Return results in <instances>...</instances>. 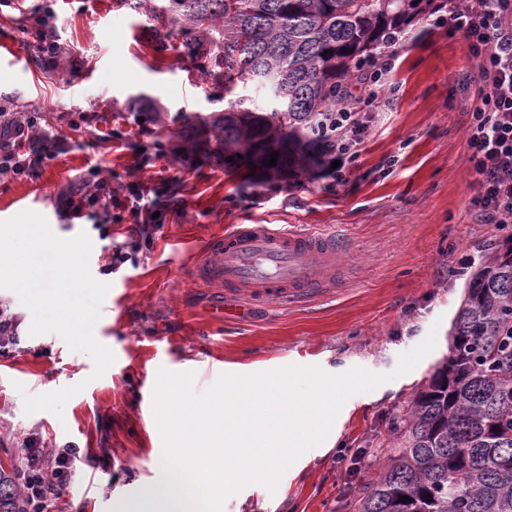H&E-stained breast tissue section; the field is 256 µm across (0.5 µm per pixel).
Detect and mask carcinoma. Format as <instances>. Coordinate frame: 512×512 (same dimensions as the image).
Segmentation results:
<instances>
[{"instance_id":"cac0c4a2","label":"carcinoma","mask_w":512,"mask_h":512,"mask_svg":"<svg viewBox=\"0 0 512 512\" xmlns=\"http://www.w3.org/2000/svg\"><path fill=\"white\" fill-rule=\"evenodd\" d=\"M231 94L268 90L267 109L210 119L229 167L299 176L321 165L346 81L409 30L435 0H121ZM279 153L276 165L265 166ZM448 354L395 428V449L360 490L355 512H512V234L471 267ZM407 496L402 502L399 497ZM14 470L0 466V512H20Z\"/></svg>"}]
</instances>
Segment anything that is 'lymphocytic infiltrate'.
<instances>
[{"label": "lymphocytic infiltrate", "instance_id": "f902f5d3", "mask_svg": "<svg viewBox=\"0 0 512 512\" xmlns=\"http://www.w3.org/2000/svg\"><path fill=\"white\" fill-rule=\"evenodd\" d=\"M448 20L464 32L482 83V104L473 114L467 136V161L477 188L473 203L487 223L512 224V0H452ZM389 68L390 61L384 57L376 69L362 72L363 96L356 101L345 99L337 107L332 129L337 160L356 156L365 131L364 109L389 101L385 90ZM33 124L30 116L7 121L9 135L0 137L1 178L37 174L62 146L58 135L51 145L34 143L28 135ZM58 202L73 218H82L89 210L106 224L111 223L116 206L127 211L135 225L152 223L158 209L141 183L115 187L93 171L81 182L62 187ZM69 473V453L49 462L40 441L26 439L18 470L28 495L24 512H48L63 495Z\"/></svg>", "mask_w": 512, "mask_h": 512}]
</instances>
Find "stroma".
<instances>
[{
  "instance_id": "obj_1",
  "label": "stroma",
  "mask_w": 512,
  "mask_h": 512,
  "mask_svg": "<svg viewBox=\"0 0 512 512\" xmlns=\"http://www.w3.org/2000/svg\"><path fill=\"white\" fill-rule=\"evenodd\" d=\"M39 0H0V110L40 112L39 132L61 133L65 149L38 175L0 182V220L32 210L68 239L92 241L90 270L108 283L94 335L114 363L92 378V360L57 334L30 335L32 313L0 289L17 338L0 351V463L16 466L23 441L49 455L74 450L68 488L51 512H125L145 506L162 484L163 443L152 407L159 368L191 370L202 392L223 373L254 374L289 365L327 373L359 366L392 372L401 353L436 330L437 344L410 373L349 398L334 426L338 446L305 452L276 490L249 485L222 512H352L356 489L393 448L401 420L448 351V331L473 263L512 224L482 223L471 208L467 132L480 105L477 61L462 31L417 17L394 47L387 76L395 93L373 114L343 184L321 175L271 180L231 170L180 148L190 119L230 109L234 95L181 58L178 40L159 42L144 15L117 0H54L47 28L63 50L51 64L34 46ZM159 112L162 123L142 120ZM114 182L138 180L165 205V221L138 266L109 269L116 248L136 241L129 223L100 234L99 216L72 220L58 190L88 169ZM235 224H273L343 233L348 272L338 287L301 306L221 294L193 268L209 239ZM223 313H216V301ZM62 415L26 414L24 394L76 384Z\"/></svg>"
}]
</instances>
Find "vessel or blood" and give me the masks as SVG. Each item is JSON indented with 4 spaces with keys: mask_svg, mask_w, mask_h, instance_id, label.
I'll return each mask as SVG.
<instances>
[{
    "mask_svg": "<svg viewBox=\"0 0 512 512\" xmlns=\"http://www.w3.org/2000/svg\"><path fill=\"white\" fill-rule=\"evenodd\" d=\"M348 251L349 241L339 233L237 224L211 240L195 277L227 292L302 303L335 287Z\"/></svg>",
    "mask_w": 512,
    "mask_h": 512,
    "instance_id": "b4317fda",
    "label": "vessel or blood"
}]
</instances>
